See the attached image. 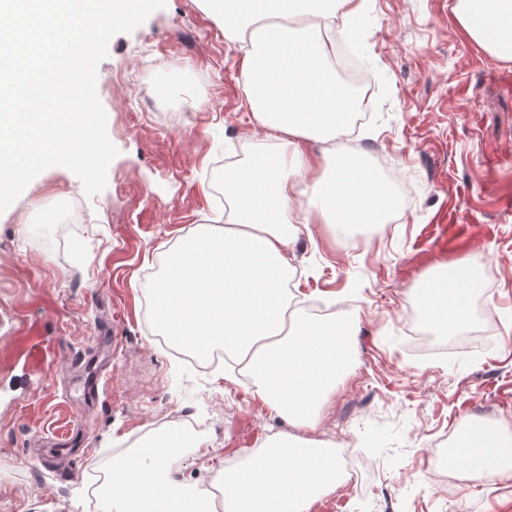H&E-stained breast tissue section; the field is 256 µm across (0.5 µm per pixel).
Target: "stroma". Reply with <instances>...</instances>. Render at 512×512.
I'll return each mask as SVG.
<instances>
[{
    "label": "stroma",
    "mask_w": 512,
    "mask_h": 512,
    "mask_svg": "<svg viewBox=\"0 0 512 512\" xmlns=\"http://www.w3.org/2000/svg\"><path fill=\"white\" fill-rule=\"evenodd\" d=\"M376 69L354 156L387 155L412 209L349 245L337 224L294 217L288 250L304 307H356L354 358L320 410L318 440L369 457L366 492L311 512H512V478L442 494L433 439L474 412L512 434V61L455 16L458 0H359ZM241 50L199 0H166L113 36L96 91L118 156L103 192L67 168L40 173L0 213V512H91L85 489L129 438L189 408L207 445L178 470L208 483L209 459L241 458L296 427L227 367L178 358L144 321L151 270L222 214L216 179L263 131L243 107ZM465 262L480 284L469 328L438 354L404 324L418 285ZM498 330L474 339L487 316Z\"/></svg>",
    "instance_id": "obj_1"
}]
</instances>
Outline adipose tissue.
<instances>
[{
	"instance_id": "1",
	"label": "adipose tissue",
	"mask_w": 512,
	"mask_h": 512,
	"mask_svg": "<svg viewBox=\"0 0 512 512\" xmlns=\"http://www.w3.org/2000/svg\"><path fill=\"white\" fill-rule=\"evenodd\" d=\"M236 38L239 24L259 39L242 48L243 102L264 131V149L224 174L232 207L223 228L198 227L164 257L152 288L163 335L199 351L233 353L253 393L288 423L315 429L323 399L353 354L345 320H316L291 303L294 270L286 250L292 212L324 224H376L397 201L345 149L304 155L308 140H333L353 126L356 101L336 81L324 34L354 23L357 0H201ZM458 19L494 55L512 60V0H459ZM315 170L305 183L300 172ZM419 302L446 331L472 318L468 267L428 278Z\"/></svg>"
}]
</instances>
